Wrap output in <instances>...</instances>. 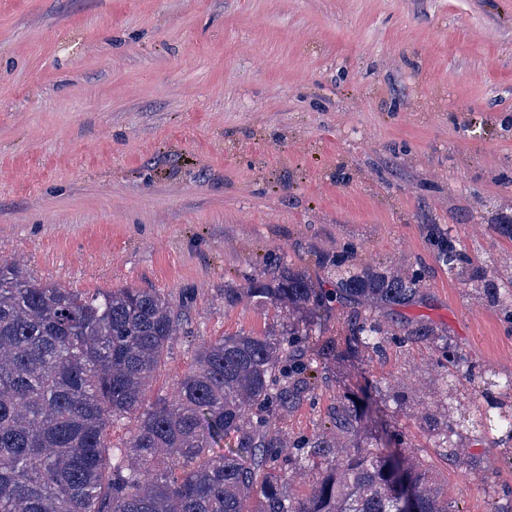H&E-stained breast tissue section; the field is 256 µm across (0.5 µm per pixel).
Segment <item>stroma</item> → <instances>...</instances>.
Wrapping results in <instances>:
<instances>
[{"mask_svg":"<svg viewBox=\"0 0 512 512\" xmlns=\"http://www.w3.org/2000/svg\"><path fill=\"white\" fill-rule=\"evenodd\" d=\"M512 0H0V258L78 291L157 288L185 322L151 386L170 396L199 343L277 332L228 288L271 253L325 277L345 252L429 272L400 321L445 328L473 367L431 344L318 358L281 428L330 426L369 397L388 438L454 512H512V444L448 460L430 429L443 382L471 418L512 380V323L436 263L426 227L512 272ZM499 386L484 383V370Z\"/></svg>","mask_w":512,"mask_h":512,"instance_id":"35a3bbf8","label":"stroma"}]
</instances>
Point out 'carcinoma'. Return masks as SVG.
Returning <instances> with one entry per match:
<instances>
[{"label":"carcinoma","mask_w":512,"mask_h":512,"mask_svg":"<svg viewBox=\"0 0 512 512\" xmlns=\"http://www.w3.org/2000/svg\"><path fill=\"white\" fill-rule=\"evenodd\" d=\"M436 262L482 294L512 321V274L472 258L440 224L427 227ZM331 288L295 270L279 254L267 275L248 279L246 293L288 317L279 334L239 331L199 345L191 369L171 399L149 401L150 381L164 365L180 314L156 288L85 293L42 282L17 263L0 264V512H452L413 457L365 448L363 414L342 404L333 427L290 440L272 429L268 413L285 417L290 386L308 385L301 355L310 324L303 318L336 304L348 309L350 353H378L385 337L420 340L441 352L439 363L466 375L471 365L426 322L395 323L397 307L422 293L425 269L398 272L336 262ZM496 418H466L447 396V420L434 428L439 447L463 436L512 440V407L499 401ZM132 424L126 441L111 432ZM235 447L215 445L228 435ZM293 448L321 471L308 492L288 495L281 456Z\"/></svg>","instance_id":"cac0c4a2"}]
</instances>
